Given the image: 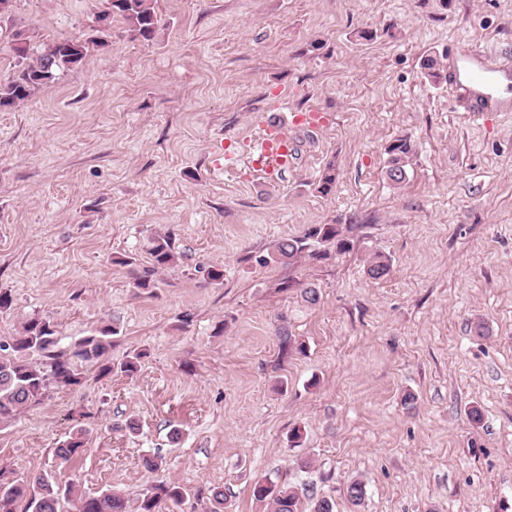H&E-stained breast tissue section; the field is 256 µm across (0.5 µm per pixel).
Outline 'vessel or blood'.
<instances>
[{
	"mask_svg": "<svg viewBox=\"0 0 512 512\" xmlns=\"http://www.w3.org/2000/svg\"><path fill=\"white\" fill-rule=\"evenodd\" d=\"M452 65L447 84L455 104L471 116L483 112L500 111L496 97L499 85L512 77V71L488 68L482 65L484 48L463 42L450 46ZM254 164L260 169L287 171L294 164V153L288 138V124L284 118L265 122L260 138L253 144Z\"/></svg>",
	"mask_w": 512,
	"mask_h": 512,
	"instance_id": "vessel-or-blood-1",
	"label": "vessel or blood"
}]
</instances>
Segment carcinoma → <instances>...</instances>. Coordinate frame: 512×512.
Wrapping results in <instances>:
<instances>
[{
    "label": "carcinoma",
    "instance_id": "1",
    "mask_svg": "<svg viewBox=\"0 0 512 512\" xmlns=\"http://www.w3.org/2000/svg\"><path fill=\"white\" fill-rule=\"evenodd\" d=\"M112 12L123 17L134 36L143 40L154 38L158 18L152 0H112ZM102 46L104 42L79 39L55 42L32 54L28 45L13 48L17 57L15 69L9 78L0 80V110L12 109L32 98L36 92L57 79L58 73L82 64L90 45ZM386 176L401 184L407 179L409 159L413 145L406 137L394 140L386 149ZM336 186V168L328 164L318 181V190L330 194ZM332 245L342 250L347 242L334 224H312L298 236L284 237L278 241L275 254L280 260L293 261L304 255L320 256L315 245ZM152 266L133 274L132 287L146 292L155 287L154 273L174 265L175 252L172 238L159 235L152 238L149 249ZM118 328L104 325L78 339L71 353L60 349L59 338L49 321L31 319L22 330L8 340H0V425L14 420L33 404L44 400L50 386H76L82 382L74 359L100 364V372L107 375L112 366L105 363V355L112 347V336ZM86 430L71 433L55 450L56 458L68 463L84 452ZM311 503V512H334L331 499L319 494L313 487L303 491L270 479L257 481L253 496L270 507V512H298L300 496ZM366 495L365 484L352 481L347 488L351 505L359 507ZM73 499L75 512H127L125 499L115 492L96 496L74 497V486L64 487L45 476L17 477L4 480L0 470V512H60L61 498ZM184 498L183 491L175 485L159 484L144 494L138 512H171Z\"/></svg>",
    "mask_w": 512,
    "mask_h": 512
}]
</instances>
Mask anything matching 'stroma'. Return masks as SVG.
<instances>
[{"label":"stroma","instance_id":"35a3bbf8","mask_svg":"<svg viewBox=\"0 0 512 512\" xmlns=\"http://www.w3.org/2000/svg\"><path fill=\"white\" fill-rule=\"evenodd\" d=\"M153 6L149 42L107 0H13L0 18V78L15 33L36 51L106 42L0 111V291L12 297L0 339L33 317L64 348L119 329L112 374L79 363L81 385L0 426V466L132 504L172 483L188 492L176 512H209L215 488L227 512H268L252 495L266 477L314 486L336 512H512V112L470 118L422 66L446 67L458 41L512 64V0ZM311 110L325 122L291 129L293 170L248 164L262 114ZM401 136L415 153L397 185L385 149ZM219 150L238 164L213 169ZM311 224L339 225L348 250L276 259L275 243ZM164 232L177 261L138 293L119 260L150 266ZM379 254L390 273L375 280ZM212 265L223 284L207 281ZM137 353V372L121 373ZM78 424L86 449L59 467Z\"/></svg>","mask_w":512,"mask_h":512}]
</instances>
